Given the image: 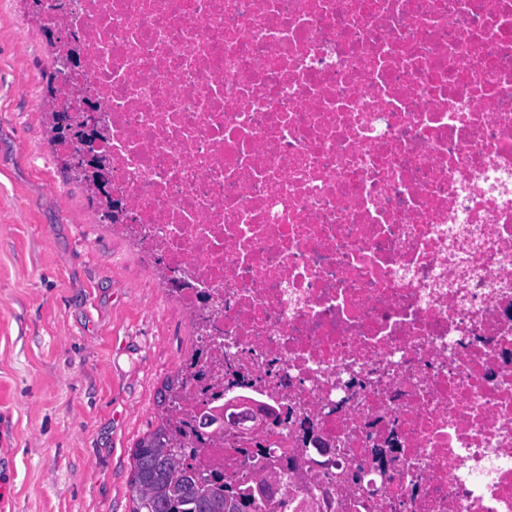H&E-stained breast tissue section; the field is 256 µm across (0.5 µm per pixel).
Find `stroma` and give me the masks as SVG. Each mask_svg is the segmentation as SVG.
Wrapping results in <instances>:
<instances>
[{"mask_svg": "<svg viewBox=\"0 0 512 512\" xmlns=\"http://www.w3.org/2000/svg\"><path fill=\"white\" fill-rule=\"evenodd\" d=\"M55 39L0 0V512H132V452L193 329L53 148Z\"/></svg>", "mask_w": 512, "mask_h": 512, "instance_id": "obj_1", "label": "stroma"}]
</instances>
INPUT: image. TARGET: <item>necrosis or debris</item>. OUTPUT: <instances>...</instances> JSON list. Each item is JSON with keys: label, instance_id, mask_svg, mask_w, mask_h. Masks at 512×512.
Listing matches in <instances>:
<instances>
[{"label": "necrosis or debris", "instance_id": "4bbe7bcc", "mask_svg": "<svg viewBox=\"0 0 512 512\" xmlns=\"http://www.w3.org/2000/svg\"><path fill=\"white\" fill-rule=\"evenodd\" d=\"M177 271L176 419L255 512H512V0H44Z\"/></svg>", "mask_w": 512, "mask_h": 512}]
</instances>
